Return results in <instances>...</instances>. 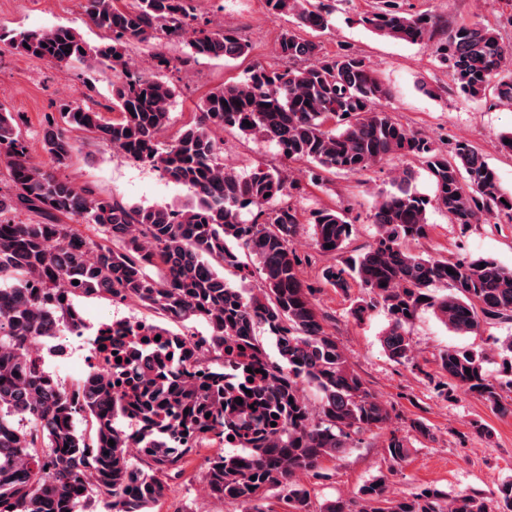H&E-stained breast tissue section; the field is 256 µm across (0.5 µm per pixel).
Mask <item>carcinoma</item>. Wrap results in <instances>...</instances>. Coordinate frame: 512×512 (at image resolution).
Returning <instances> with one entry per match:
<instances>
[{
	"mask_svg": "<svg viewBox=\"0 0 512 512\" xmlns=\"http://www.w3.org/2000/svg\"><path fill=\"white\" fill-rule=\"evenodd\" d=\"M196 2L87 0L90 22L109 34V42L94 47L68 26L8 39L11 49L59 65L104 66L117 81L111 118L76 101L61 105L62 124L43 131L45 165L32 161L17 116L0 106L7 183L0 191V512H79L92 494L104 500L107 512H153L165 497L157 474L181 477L188 458L204 446L234 449L209 459L212 496L236 500L246 512H265L263 495L286 488L288 512H311L310 492L295 484L296 474L320 468L364 435L389 427V407L349 366L316 310L315 288L301 277L303 260L292 248L301 220L289 203L301 193L300 182L273 167L242 176L224 166L217 129L274 143L282 159L310 164L313 183L330 173L360 175L395 157L424 167L434 196L426 200L412 190L415 171L402 168L392 179L394 190L378 195L371 215L376 235L357 254H347L353 223L345 212L320 207L309 217L317 249L341 257L322 270V280L343 291L351 280L363 288L350 309L353 317L379 307L386 312L381 344L390 360L412 362L406 328L425 308L460 335L512 321V268L491 258H436L410 249L429 237L432 208L461 226L512 224V194L476 147L458 142L443 151L401 124L385 105L389 91L364 58L345 48L329 54L307 37L329 28L335 0H264L268 16L295 20L296 29L277 39L288 68L254 65L244 80L208 93L192 125L163 139L175 88L132 69L128 47L160 34L183 39L182 57L156 56L159 70L249 52L234 30L200 21ZM360 23L380 36L430 46L460 92L478 97L491 90L512 105V45L496 29L407 13L395 0L364 13ZM74 132L91 133L117 155L157 169L189 199L172 208L90 197L56 175L72 161ZM19 209L37 220L15 221L12 213ZM82 224L101 229L103 241L85 236ZM229 273L257 278L258 292L238 287ZM440 285L448 293L432 294ZM93 295L136 300L182 327L206 324L209 334L200 340L239 358L236 380L224 384L222 365L202 375L137 346L128 352L126 370H93L73 383L55 380L39 370L31 344L53 335V325L70 323V305ZM259 328L275 340L274 361L258 339ZM499 349L501 371L494 380L485 372L483 350L449 348L439 368L448 387L511 415L512 336ZM256 357L266 363L263 374L256 372ZM307 387L318 398L315 410L304 395ZM79 418L86 422L81 433ZM121 418L146 424L166 419L169 425L132 433L117 426ZM385 453L393 466L408 459L405 439L394 430ZM320 512H512V480L489 497H451L436 488L396 497L376 478L356 499L332 500Z\"/></svg>",
	"mask_w": 512,
	"mask_h": 512,
	"instance_id": "obj_1",
	"label": "carcinoma"
}]
</instances>
